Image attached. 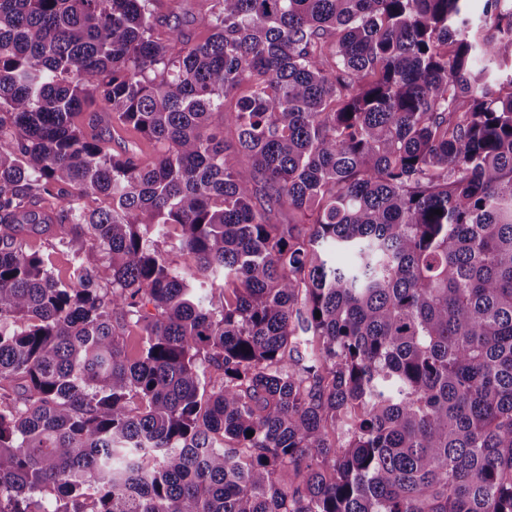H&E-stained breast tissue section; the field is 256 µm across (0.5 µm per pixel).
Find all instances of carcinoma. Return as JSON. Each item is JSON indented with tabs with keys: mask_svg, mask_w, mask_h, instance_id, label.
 Listing matches in <instances>:
<instances>
[{
	"mask_svg": "<svg viewBox=\"0 0 512 512\" xmlns=\"http://www.w3.org/2000/svg\"><path fill=\"white\" fill-rule=\"evenodd\" d=\"M469 2L0 0V512H512V6ZM46 235H33L27 239V244L32 250L40 251L45 255H50L52 268L56 275L62 279H68L72 272V257L66 251H53L48 245Z\"/></svg>",
	"mask_w": 512,
	"mask_h": 512,
	"instance_id": "cac0c4a2",
	"label": "carcinoma"
}]
</instances>
